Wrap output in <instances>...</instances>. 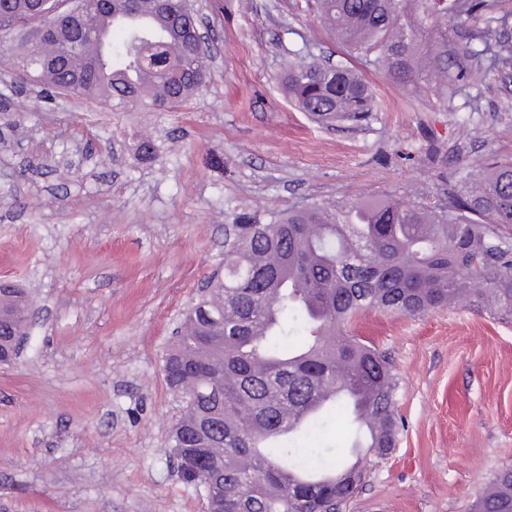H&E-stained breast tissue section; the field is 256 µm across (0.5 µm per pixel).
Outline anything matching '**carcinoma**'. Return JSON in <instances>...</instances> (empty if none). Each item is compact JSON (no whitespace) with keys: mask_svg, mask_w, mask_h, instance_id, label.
Returning <instances> with one entry per match:
<instances>
[{"mask_svg":"<svg viewBox=\"0 0 512 512\" xmlns=\"http://www.w3.org/2000/svg\"><path fill=\"white\" fill-rule=\"evenodd\" d=\"M159 28L112 22L132 13L131 0H70L95 36L73 41L77 17L39 14L33 0H0V36L23 33L36 20L49 38L24 58L28 73L54 93L173 112L204 85L205 53L192 40L183 0H149ZM321 23L350 52L374 56L401 83L454 86L476 67H512V42L448 53L442 37L419 58L417 23L455 14L461 25L480 9L502 27L498 0H311ZM105 58L75 61L85 46ZM288 97L323 122H362L374 110L371 87L349 65L314 60L288 65ZM512 160H496L482 177L457 180L448 208L411 202L328 209L312 202L263 224L243 214L225 225L224 278L183 315L166 359L169 385L187 398L173 426V456L182 479L205 491L221 512H342L362 488L372 460L396 448L398 380L390 358L351 334L368 309L419 317L467 300L512 318ZM24 291L0 297V342L23 323ZM336 396L319 404L322 393ZM362 399L363 445L312 458L301 440L328 420L352 422L344 394ZM470 512H512V466L493 475Z\"/></svg>","mask_w":512,"mask_h":512,"instance_id":"carcinoma-1","label":"carcinoma"}]
</instances>
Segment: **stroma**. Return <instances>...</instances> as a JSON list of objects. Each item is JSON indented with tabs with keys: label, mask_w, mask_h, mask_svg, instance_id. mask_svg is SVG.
Returning <instances> with one entry per match:
<instances>
[{
	"label": "stroma",
	"mask_w": 512,
	"mask_h": 512,
	"mask_svg": "<svg viewBox=\"0 0 512 512\" xmlns=\"http://www.w3.org/2000/svg\"><path fill=\"white\" fill-rule=\"evenodd\" d=\"M214 53L186 107L114 112L20 83L0 52V279L36 302L0 364V512H206L168 434L185 403L165 354L184 312L224 271V226L313 201L447 205L460 174L512 159V69L454 92L352 66L376 112L322 124L286 97L288 63L340 61L305 0H190ZM512 39V25L424 22L419 51ZM154 161L137 155L142 137ZM393 360L395 450L344 512H467L512 465V320L459 302L420 317L364 312Z\"/></svg>",
	"instance_id": "obj_1"
}]
</instances>
